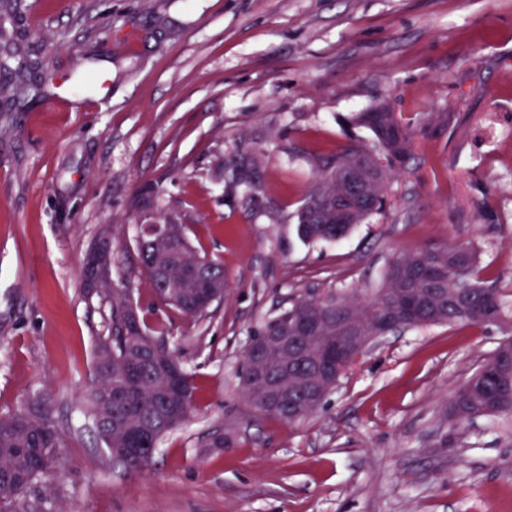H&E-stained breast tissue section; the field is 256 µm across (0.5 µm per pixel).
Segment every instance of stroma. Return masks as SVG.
I'll use <instances>...</instances> for the list:
<instances>
[{
	"mask_svg": "<svg viewBox=\"0 0 512 512\" xmlns=\"http://www.w3.org/2000/svg\"><path fill=\"white\" fill-rule=\"evenodd\" d=\"M25 4L14 27L54 79L0 124V415L50 393L64 443L57 479L26 495L33 512H512V417L445 416L512 321L388 335L292 424L251 409L240 387L263 318L308 293L378 287L393 257L428 243L473 246L512 310V0ZM87 75L95 92L70 93ZM382 100L410 122L452 121L417 135L384 213L339 241L300 242L306 156L370 141L348 119ZM239 148L263 155L262 209L224 199L218 164ZM155 181L157 207L224 266L206 317L158 305L139 272L130 208ZM105 226L113 288L195 387L190 420L141 476L108 462L85 416L111 319L81 268Z\"/></svg>",
	"mask_w": 512,
	"mask_h": 512,
	"instance_id": "1",
	"label": "stroma"
}]
</instances>
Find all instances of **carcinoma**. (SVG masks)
Wrapping results in <instances>:
<instances>
[{"instance_id": "cac0c4a2", "label": "carcinoma", "mask_w": 512, "mask_h": 512, "mask_svg": "<svg viewBox=\"0 0 512 512\" xmlns=\"http://www.w3.org/2000/svg\"><path fill=\"white\" fill-rule=\"evenodd\" d=\"M20 7L21 0H0V74L15 77L0 83V97L8 102L32 89L44 90L48 74L44 64L32 60L6 27ZM448 121L447 116L425 114L418 132L431 133L448 126ZM353 122L372 132L373 144L349 143L334 152L308 157L314 181L297 210L295 224L296 236L303 243L339 240L352 231L354 224H362L386 209L387 204L382 202L375 209L359 206L345 217L337 213L333 201L346 192L341 179L344 172L365 170L371 190L386 197L391 172L405 167L412 158L416 131L396 113L382 111V104L356 113ZM221 170L229 199L237 198L240 192L248 206H261L257 196L262 187L261 153H237L221 163ZM179 232L186 261L207 268L218 280L224 279L220 262L199 255L184 229ZM137 247L141 273L160 304L194 318L209 314V306L187 303L188 289L176 288L155 277V267L169 259L168 250L140 241ZM431 288L443 289L445 298L428 307L419 318L406 322L405 327L479 325L492 322L494 317L499 321L505 317V303L498 289L480 274L477 254L471 247L459 243L430 244L394 257L388 263L382 285L369 298H361L356 289L301 295L288 307L263 319L252 331L250 340L260 339L281 323H292L315 308L334 315L338 302L354 309L356 323L366 334L379 314L400 302L401 295L421 296ZM103 293L112 299L111 329L97 344L86 415L115 464L127 456L126 449L156 446L185 424L194 410V386L192 374L184 368L175 350L163 338L151 334L145 316H139L138 327H124L128 315L126 297L110 285L103 288ZM343 329L342 322L332 321L317 336L312 349L320 350L336 341ZM252 368L250 357H244L241 387L247 403L263 415L287 420L279 409L256 404ZM311 379L310 363L299 364L288 370L273 391L291 397ZM52 406V396L43 393L36 395L28 408L0 416V512H22L27 491L39 482H48L56 473L63 441L53 423ZM511 414L512 339L507 338L448 399V420Z\"/></svg>"}]
</instances>
